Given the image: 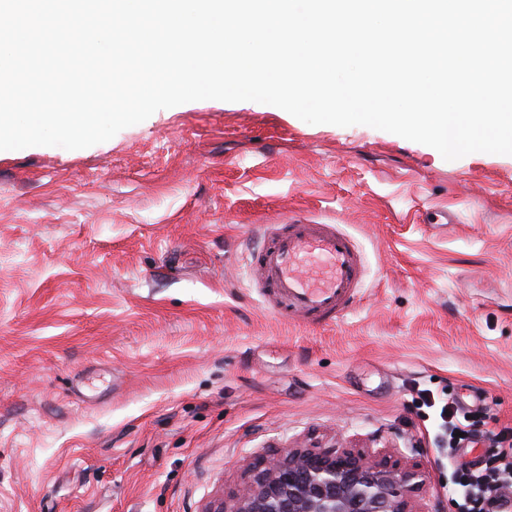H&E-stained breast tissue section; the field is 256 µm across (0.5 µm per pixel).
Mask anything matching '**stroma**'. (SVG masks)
Instances as JSON below:
<instances>
[{
	"mask_svg": "<svg viewBox=\"0 0 512 512\" xmlns=\"http://www.w3.org/2000/svg\"><path fill=\"white\" fill-rule=\"evenodd\" d=\"M291 216L363 254L336 324L248 281ZM452 401L512 429V155L219 100L0 151V512H207L334 445L419 468L412 512H457Z\"/></svg>",
	"mask_w": 512,
	"mask_h": 512,
	"instance_id": "obj_1",
	"label": "stroma"
}]
</instances>
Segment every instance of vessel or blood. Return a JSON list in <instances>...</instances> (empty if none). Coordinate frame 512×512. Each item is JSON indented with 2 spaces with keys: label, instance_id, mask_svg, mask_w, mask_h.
I'll list each match as a JSON object with an SVG mask.
<instances>
[{
  "label": "vessel or blood",
  "instance_id": "vessel-or-blood-1",
  "mask_svg": "<svg viewBox=\"0 0 512 512\" xmlns=\"http://www.w3.org/2000/svg\"><path fill=\"white\" fill-rule=\"evenodd\" d=\"M250 262L254 285L274 313L309 325L334 323L351 310L364 272L362 253L350 235L301 219L267 225Z\"/></svg>",
  "mask_w": 512,
  "mask_h": 512
}]
</instances>
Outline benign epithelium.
Instances as JSON below:
<instances>
[{"mask_svg": "<svg viewBox=\"0 0 512 512\" xmlns=\"http://www.w3.org/2000/svg\"><path fill=\"white\" fill-rule=\"evenodd\" d=\"M418 478L347 448L295 449L268 463L232 508L211 512H409Z\"/></svg>", "mask_w": 512, "mask_h": 512, "instance_id": "7a95c632", "label": "benign epithelium"}]
</instances>
